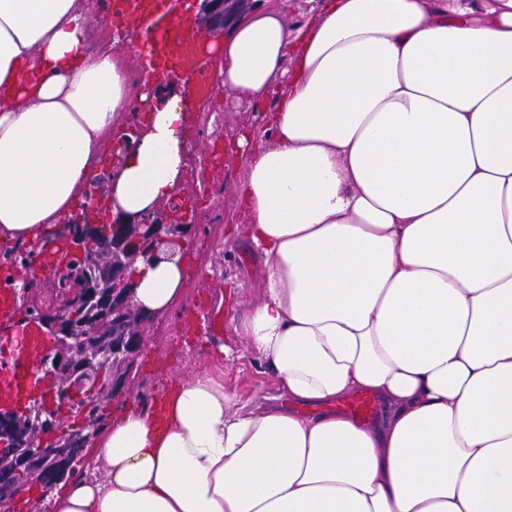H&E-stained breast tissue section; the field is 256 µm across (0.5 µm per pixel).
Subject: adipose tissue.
<instances>
[{
	"label": "adipose tissue",
	"instance_id": "ef3b65f1",
	"mask_svg": "<svg viewBox=\"0 0 512 512\" xmlns=\"http://www.w3.org/2000/svg\"><path fill=\"white\" fill-rule=\"evenodd\" d=\"M85 0H0V237L71 217L129 107L91 50ZM210 51L225 89L274 97V144L241 137L261 298L235 325L289 408L207 373L130 409L50 512H512V0H322L308 28L254 8ZM146 124L107 186L131 224L182 190L187 111ZM163 313L177 263L137 258ZM369 393L367 426L334 409ZM317 406L314 414L303 413Z\"/></svg>",
	"mask_w": 512,
	"mask_h": 512
}]
</instances>
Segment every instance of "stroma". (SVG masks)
<instances>
[{
    "instance_id": "35a3bbf8",
    "label": "stroma",
    "mask_w": 512,
    "mask_h": 512,
    "mask_svg": "<svg viewBox=\"0 0 512 512\" xmlns=\"http://www.w3.org/2000/svg\"><path fill=\"white\" fill-rule=\"evenodd\" d=\"M272 99L237 105L224 87L215 86L211 98L189 102L185 140L193 150L182 176L184 195L192 205L185 215L189 245L181 264L183 281L169 308L155 318L145 336L128 392L112 404L114 415L125 410L152 409L154 400L182 377L194 371L209 373L224 383L225 393L238 403L265 406L266 396L277 394V383L267 363L246 350L233 333L231 319L259 297L263 264L245 240L246 216L235 204L245 162L236 141L242 133L261 139ZM218 141L221 157L210 161L204 144ZM209 307L199 312L195 330L184 331L183 317L199 298ZM232 356L225 357L221 348Z\"/></svg>"
}]
</instances>
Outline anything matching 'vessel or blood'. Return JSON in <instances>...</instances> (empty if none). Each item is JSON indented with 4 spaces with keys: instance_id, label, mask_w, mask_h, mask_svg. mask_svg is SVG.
<instances>
[{
    "instance_id": "b4317fda",
    "label": "vessel or blood",
    "mask_w": 512,
    "mask_h": 512,
    "mask_svg": "<svg viewBox=\"0 0 512 512\" xmlns=\"http://www.w3.org/2000/svg\"><path fill=\"white\" fill-rule=\"evenodd\" d=\"M126 22L141 38L145 69L160 72L173 66L187 77V95L200 101L210 97L214 74L202 54L192 16L175 0H114ZM68 262L67 246L47 243L34 253L29 265L0 267V406L27 397L51 393L57 381L42 369L53 340L39 320L22 314L13 286L18 277L46 286L55 282ZM351 417L369 422L375 410L371 395H352L338 405Z\"/></svg>"
}]
</instances>
